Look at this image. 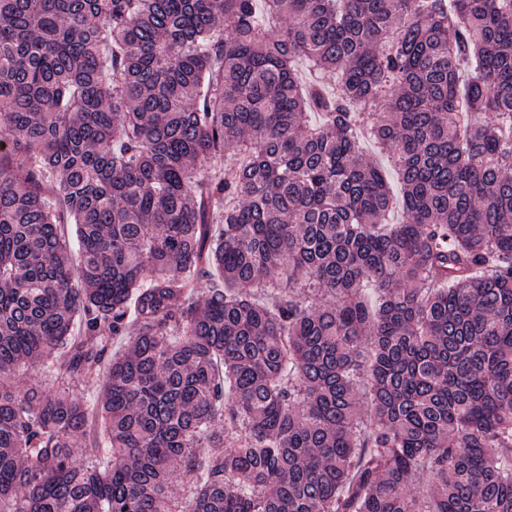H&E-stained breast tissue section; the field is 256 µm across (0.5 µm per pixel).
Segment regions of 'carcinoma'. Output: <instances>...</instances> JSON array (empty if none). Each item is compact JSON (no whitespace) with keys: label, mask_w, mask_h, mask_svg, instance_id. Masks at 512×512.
Here are the masks:
<instances>
[{"label":"carcinoma","mask_w":512,"mask_h":512,"mask_svg":"<svg viewBox=\"0 0 512 512\" xmlns=\"http://www.w3.org/2000/svg\"><path fill=\"white\" fill-rule=\"evenodd\" d=\"M2 139L0 512H512V0H0Z\"/></svg>","instance_id":"obj_1"}]
</instances>
